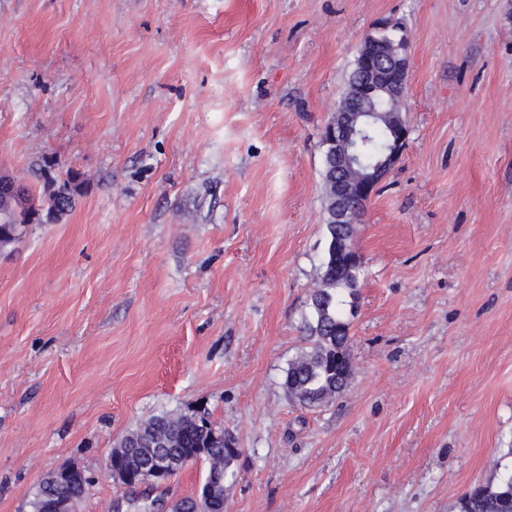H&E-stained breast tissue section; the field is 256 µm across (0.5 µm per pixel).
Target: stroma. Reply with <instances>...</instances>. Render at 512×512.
Returning a JSON list of instances; mask_svg holds the SVG:
<instances>
[{
    "label": "stroma",
    "mask_w": 512,
    "mask_h": 512,
    "mask_svg": "<svg viewBox=\"0 0 512 512\" xmlns=\"http://www.w3.org/2000/svg\"><path fill=\"white\" fill-rule=\"evenodd\" d=\"M409 43L407 145L367 202L353 373L282 386L326 241L321 132L380 22ZM0 512L43 478L79 512L129 432L204 409L240 450L224 512H458L512 447V0H0ZM70 184L72 206L51 195ZM23 195L13 201L0 199V236L4 235L5 247L18 243L26 234L30 216L34 214L31 191L23 188L9 176L0 175V197L10 198ZM28 205V206H27ZM51 487V495L49 497L48 509L50 512H76V505L82 496L74 494L76 491L69 488L68 491L73 492L67 496L60 493L61 484L73 487L78 483L84 486V476L81 471L73 467H62L45 479Z\"/></svg>",
    "instance_id": "stroma-1"
}]
</instances>
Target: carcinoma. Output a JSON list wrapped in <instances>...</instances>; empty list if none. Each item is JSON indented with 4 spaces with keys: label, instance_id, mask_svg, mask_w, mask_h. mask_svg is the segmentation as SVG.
Instances as JSON below:
<instances>
[{
    "label": "carcinoma",
    "instance_id": "1",
    "mask_svg": "<svg viewBox=\"0 0 512 512\" xmlns=\"http://www.w3.org/2000/svg\"><path fill=\"white\" fill-rule=\"evenodd\" d=\"M387 113L371 117L366 123L365 140L360 152L365 162L375 163L384 157L389 140L386 122H400L401 101L385 103ZM343 179L354 190L356 172L345 168L322 169L327 213V243L352 238V224H337L332 217L333 180ZM34 214L31 194L11 202L0 199V236L7 246L18 243L26 234L30 216ZM362 267L336 266V256L325 250L319 268L320 286L312 291L303 316L302 331L309 344L288 361L283 375V388L288 396L303 407H321L340 395L348 386L352 363L349 354L350 297L355 293ZM130 446L134 452L126 457L127 465L138 468L153 455L164 453L177 461H205L207 474L221 472L227 480L236 478V458L225 452L224 429L210 420L206 411L162 413L141 424L126 435L119 447ZM460 512H512V469L498 481L474 486L460 503Z\"/></svg>",
    "mask_w": 512,
    "mask_h": 512
}]
</instances>
